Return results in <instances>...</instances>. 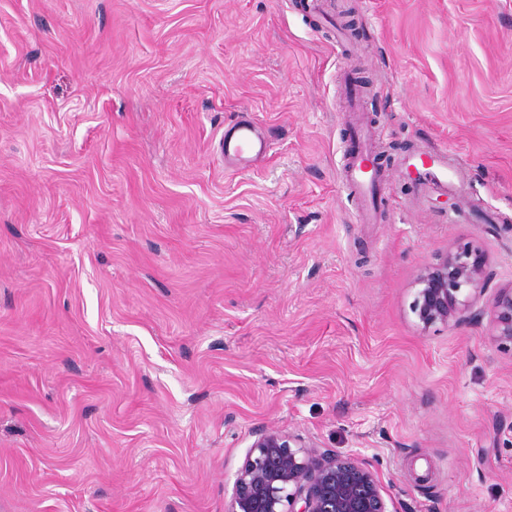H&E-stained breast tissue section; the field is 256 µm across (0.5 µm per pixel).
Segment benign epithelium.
Returning <instances> with one entry per match:
<instances>
[{"label": "benign epithelium", "instance_id": "obj_1", "mask_svg": "<svg viewBox=\"0 0 512 512\" xmlns=\"http://www.w3.org/2000/svg\"><path fill=\"white\" fill-rule=\"evenodd\" d=\"M489 280L478 251L460 244L418 276L411 310L425 329L465 324L479 315ZM489 314L493 335L512 344V285L497 292ZM253 436L224 512H388L379 481L355 459L274 429Z\"/></svg>", "mask_w": 512, "mask_h": 512}]
</instances>
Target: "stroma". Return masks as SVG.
<instances>
[{"mask_svg":"<svg viewBox=\"0 0 512 512\" xmlns=\"http://www.w3.org/2000/svg\"><path fill=\"white\" fill-rule=\"evenodd\" d=\"M0 0V512H224L259 428L355 458L389 512H512V345L425 329L424 268L512 283V0ZM385 157L341 176L343 71ZM269 144L226 169L225 129ZM454 153L411 206L402 163ZM368 155L367 147L358 138L345 165V185L351 192L358 194L368 207L375 208L381 173L373 178L366 172L364 159Z\"/></svg>","mask_w":512,"mask_h":512,"instance_id":"1","label":"stroma"}]
</instances>
